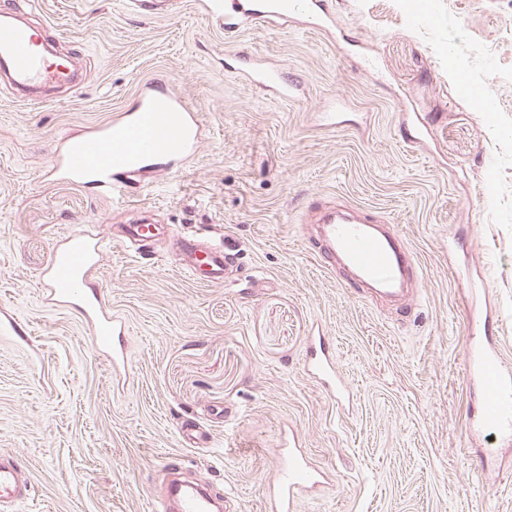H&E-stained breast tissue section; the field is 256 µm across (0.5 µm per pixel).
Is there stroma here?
Wrapping results in <instances>:
<instances>
[{"instance_id": "35a3bbf8", "label": "stroma", "mask_w": 512, "mask_h": 512, "mask_svg": "<svg viewBox=\"0 0 512 512\" xmlns=\"http://www.w3.org/2000/svg\"><path fill=\"white\" fill-rule=\"evenodd\" d=\"M39 2L33 20L86 78L36 105L0 94V454L32 486L14 512H150L170 458L231 512H261L283 426L332 481L299 512H512V440L471 433L463 382L474 336L512 364V0H333L330 30L257 25L229 45L198 0L160 19L124 0ZM243 57L282 64L298 97L243 81ZM152 78L199 115L186 166L137 175L123 201L42 177L60 139L133 110ZM333 96L346 109L328 129ZM324 201L405 235L423 269L412 301H370L326 263L306 220ZM140 207L165 235L137 258L113 246L99 271L129 329L120 389L80 314L44 303L41 274L58 235ZM199 227L239 258L225 284L179 266L174 240ZM473 278L489 287L477 331ZM318 324L353 410L301 369ZM186 417L211 447L181 444Z\"/></svg>"}]
</instances>
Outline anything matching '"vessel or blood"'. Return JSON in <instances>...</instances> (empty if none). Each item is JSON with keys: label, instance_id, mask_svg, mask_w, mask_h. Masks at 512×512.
<instances>
[{"label": "vessel or blood", "instance_id": "b4317fda", "mask_svg": "<svg viewBox=\"0 0 512 512\" xmlns=\"http://www.w3.org/2000/svg\"><path fill=\"white\" fill-rule=\"evenodd\" d=\"M207 15L233 37L257 24H277L302 17L309 28H324L333 15L330 0H201ZM131 9L153 17L173 13L175 0H129ZM14 8L0 9V75L15 101L31 103L32 92L70 80L46 51L43 30L18 20ZM246 82L272 91L288 101L298 83L275 63L248 59L237 70ZM135 112H116L99 126L63 138L46 167L50 177L79 186L94 185L114 199L126 197L132 176L152 170L170 171L194 155L200 142V125L182 98L165 84L147 81L138 90ZM319 233L328 255L338 257L361 281L384 295L395 296L405 284L420 276L417 258L405 237L380 232L360 209L339 203L323 207ZM160 233L148 217L101 232L85 224L60 235L50 264L43 272V298L49 306L77 310L91 329L95 347L112 356L113 372L126 367L127 326L113 313L102 289L89 288L103 256L113 244L145 245ZM180 265L197 284L221 285L236 265L208 232H193L177 241ZM464 377L477 394L475 428L491 429L512 439V371L504 367L499 347L487 341L472 343L464 355ZM302 369L337 404L351 403L353 393L338 370L336 354L324 334L313 336ZM326 482L294 436L284 435L277 469L264 496L266 512H297L302 494L320 490ZM19 479L16 463L0 459V512L29 495ZM210 494L170 481L166 498L152 501L151 512H211Z\"/></svg>", "mask_w": 512, "mask_h": 512}]
</instances>
